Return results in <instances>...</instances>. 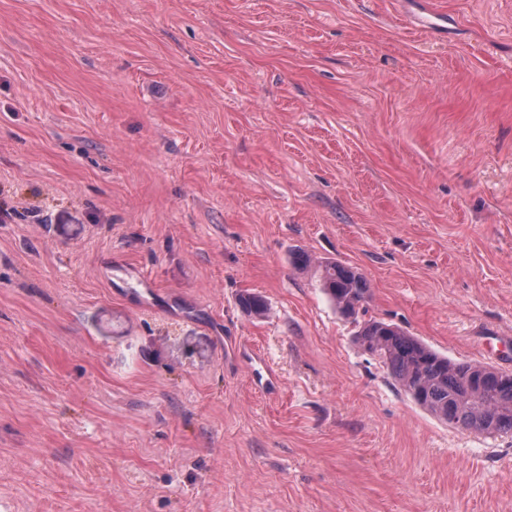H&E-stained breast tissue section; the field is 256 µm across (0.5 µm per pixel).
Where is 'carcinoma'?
<instances>
[{
	"instance_id": "obj_1",
	"label": "carcinoma",
	"mask_w": 512,
	"mask_h": 512,
	"mask_svg": "<svg viewBox=\"0 0 512 512\" xmlns=\"http://www.w3.org/2000/svg\"><path fill=\"white\" fill-rule=\"evenodd\" d=\"M319 285L341 316L354 324L355 343L378 358L420 407L454 427L486 434L512 433V371L451 360L398 326L364 319L370 288L357 271L337 262L318 265ZM243 311L262 316L265 300L245 292Z\"/></svg>"
}]
</instances>
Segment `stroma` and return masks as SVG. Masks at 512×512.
Listing matches in <instances>:
<instances>
[{
    "label": "stroma",
    "mask_w": 512,
    "mask_h": 512,
    "mask_svg": "<svg viewBox=\"0 0 512 512\" xmlns=\"http://www.w3.org/2000/svg\"><path fill=\"white\" fill-rule=\"evenodd\" d=\"M1 208L0 512H512L291 258L512 370V0H0Z\"/></svg>",
    "instance_id": "35a3bbf8"
}]
</instances>
